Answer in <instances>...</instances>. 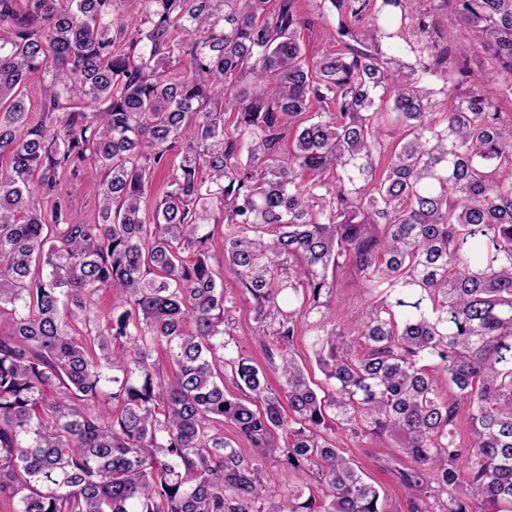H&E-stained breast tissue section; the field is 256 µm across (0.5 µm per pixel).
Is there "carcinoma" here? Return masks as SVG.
<instances>
[{
	"label": "carcinoma",
	"instance_id": "cac0c4a2",
	"mask_svg": "<svg viewBox=\"0 0 512 512\" xmlns=\"http://www.w3.org/2000/svg\"><path fill=\"white\" fill-rule=\"evenodd\" d=\"M118 2L0 0V508L387 512L334 423L397 444L409 512H512V0H320L350 42L312 59L297 0H142L123 49ZM345 269L371 299L341 324ZM226 270L275 387L225 354ZM309 319L321 383L290 350ZM43 74L38 72L32 76L28 85V97L30 106V119L36 122L41 119ZM68 189L72 198L73 219L82 221L86 219L95 207L94 197L83 182H68Z\"/></svg>",
	"mask_w": 512,
	"mask_h": 512
}]
</instances>
